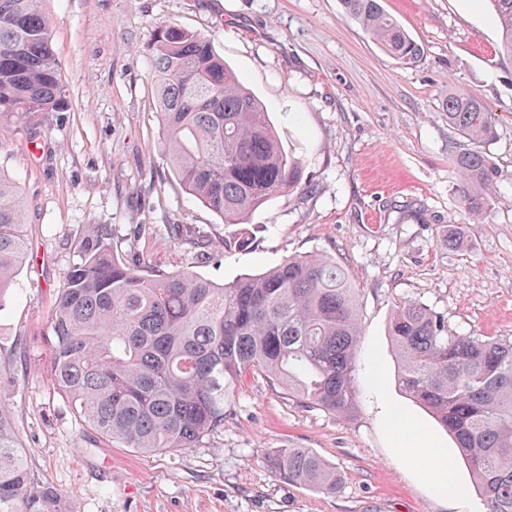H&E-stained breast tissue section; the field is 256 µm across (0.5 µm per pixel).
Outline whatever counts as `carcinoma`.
Instances as JSON below:
<instances>
[{"mask_svg":"<svg viewBox=\"0 0 512 512\" xmlns=\"http://www.w3.org/2000/svg\"><path fill=\"white\" fill-rule=\"evenodd\" d=\"M502 54L512 56V0H491ZM390 57L411 65L424 48L382 0H341ZM52 27L39 0H0V116L45 117L68 108ZM150 51L163 148L188 193L243 224L302 180V164L279 143L261 101L209 39L174 24L155 30ZM448 126L470 142L452 163L461 208L478 221L500 174L486 152L496 124L460 90L441 102ZM111 228L89 224L78 260L49 314L47 373L99 441L145 454L196 448L224 428L241 379L262 374L308 404L351 417L360 321L344 267L322 254L289 257L259 275L219 283L191 270L145 274L114 254ZM27 258L19 188L0 176V310ZM389 336L398 384L454 437L486 512H512V339L450 327L419 301L396 304ZM265 462L279 479L327 493L340 472L306 448H278ZM61 495L29 467L15 423L0 405V507L61 512Z\"/></svg>","mask_w":512,"mask_h":512,"instance_id":"carcinoma-1","label":"carcinoma"}]
</instances>
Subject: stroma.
<instances>
[{
  "instance_id": "35a3bbf8",
  "label": "stroma",
  "mask_w": 512,
  "mask_h": 512,
  "mask_svg": "<svg viewBox=\"0 0 512 512\" xmlns=\"http://www.w3.org/2000/svg\"><path fill=\"white\" fill-rule=\"evenodd\" d=\"M68 109L41 121L0 116V175L23 197L29 256L0 309V350L15 349L0 404L11 412L40 482L64 512H484L453 439L399 388L388 334L394 305L417 299L457 331L512 338V58L488 0H385L425 48L405 68L340 0H42ZM206 36L261 100L279 142L303 166L239 227L187 193L162 148L152 61L156 26ZM483 100L501 174L480 223L460 208L451 163L464 140L440 110L449 90ZM112 227L117 256L157 270L230 282L289 256L336 259L358 290L361 324L354 419L309 406L266 377L243 378L224 427L199 447L148 455L86 444L46 373L48 314L77 260L86 225ZM180 226L175 236L170 225ZM460 225L465 246L443 241ZM140 235H131L132 226ZM209 239L201 249L191 237ZM413 421L395 426L392 412ZM431 439L441 459L414 456ZM307 448L342 475L334 493L275 477L263 452ZM447 463L464 494L434 485Z\"/></svg>"
}]
</instances>
